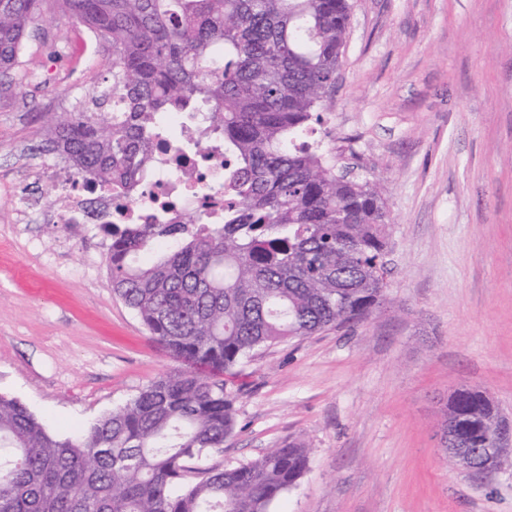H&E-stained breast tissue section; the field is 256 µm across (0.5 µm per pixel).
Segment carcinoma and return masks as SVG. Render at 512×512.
I'll return each mask as SVG.
<instances>
[{
  "instance_id": "carcinoma-1",
  "label": "carcinoma",
  "mask_w": 512,
  "mask_h": 512,
  "mask_svg": "<svg viewBox=\"0 0 512 512\" xmlns=\"http://www.w3.org/2000/svg\"><path fill=\"white\" fill-rule=\"evenodd\" d=\"M44 0H0V95L17 87L27 29ZM112 46L111 76L71 109L45 113L47 143L83 179L138 190L167 112L224 131L232 165L224 223L112 230V292L185 368L158 377L73 438L53 436L0 395V512H271L302 477L299 442L229 469L188 463L235 426L224 376L256 351L368 315L391 274L390 212L379 183L337 170L313 137L342 63L349 0H57ZM488 448L501 417L459 389L448 420Z\"/></svg>"
}]
</instances>
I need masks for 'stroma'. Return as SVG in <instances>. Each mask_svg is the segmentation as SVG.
Segmentation results:
<instances>
[{"mask_svg":"<svg viewBox=\"0 0 512 512\" xmlns=\"http://www.w3.org/2000/svg\"><path fill=\"white\" fill-rule=\"evenodd\" d=\"M332 94L336 164L386 189V298L364 319L260 350L227 379L236 423L205 466L309 446L272 512H512V453L481 478L440 444L455 390L512 422V0H349ZM0 97V394L75 435L181 369L112 292L96 224L22 220L54 155L44 115L91 96L112 51L45 0Z\"/></svg>","mask_w":512,"mask_h":512,"instance_id":"stroma-1","label":"stroma"}]
</instances>
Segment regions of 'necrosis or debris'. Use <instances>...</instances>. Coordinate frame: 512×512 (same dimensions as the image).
<instances>
[{"mask_svg":"<svg viewBox=\"0 0 512 512\" xmlns=\"http://www.w3.org/2000/svg\"><path fill=\"white\" fill-rule=\"evenodd\" d=\"M143 185L130 199L86 184L73 168L50 166L38 172L45 216L52 224H144L160 216L179 221L188 214L224 216V143L192 149L197 122L186 112H169Z\"/></svg>","mask_w":512,"mask_h":512,"instance_id":"1","label":"necrosis or debris"}]
</instances>
